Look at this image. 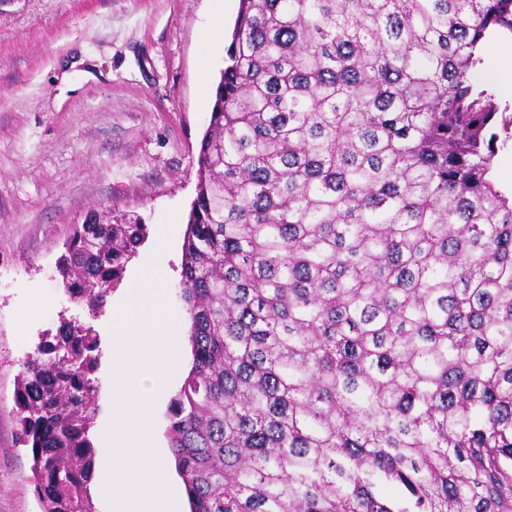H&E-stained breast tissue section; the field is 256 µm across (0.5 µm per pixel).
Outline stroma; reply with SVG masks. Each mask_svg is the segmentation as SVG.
Here are the masks:
<instances>
[{
  "mask_svg": "<svg viewBox=\"0 0 512 512\" xmlns=\"http://www.w3.org/2000/svg\"><path fill=\"white\" fill-rule=\"evenodd\" d=\"M0 0V512H41L14 393L23 363L60 319L93 325L101 384L90 440L110 415L113 307L152 244L165 287L154 300L184 314L183 236L196 197L210 112L200 101L202 36L222 21L210 79L231 42L239 0ZM495 38L474 74L512 117V52ZM139 220L145 237L98 312L70 301L56 260L95 210Z\"/></svg>",
  "mask_w": 512,
  "mask_h": 512,
  "instance_id": "35a3bbf8",
  "label": "stroma"
}]
</instances>
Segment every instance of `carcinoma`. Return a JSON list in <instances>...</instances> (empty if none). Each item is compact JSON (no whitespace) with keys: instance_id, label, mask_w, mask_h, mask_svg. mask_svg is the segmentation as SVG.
<instances>
[{"instance_id":"obj_1","label":"carcinoma","mask_w":512,"mask_h":512,"mask_svg":"<svg viewBox=\"0 0 512 512\" xmlns=\"http://www.w3.org/2000/svg\"><path fill=\"white\" fill-rule=\"evenodd\" d=\"M509 32L512 0H240L182 244L191 512H512V119L472 77ZM142 235L76 226L70 299ZM97 350L63 321L23 364L42 512H93ZM499 132V141L497 142V153L494 158L492 177L496 184L503 191L512 193V128L511 131ZM511 132V137L509 136Z\"/></svg>"}]
</instances>
